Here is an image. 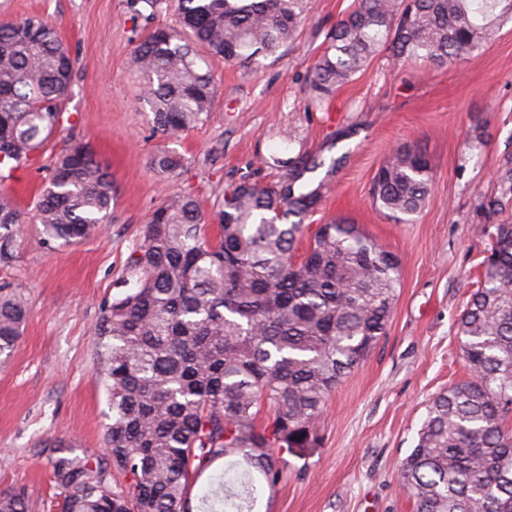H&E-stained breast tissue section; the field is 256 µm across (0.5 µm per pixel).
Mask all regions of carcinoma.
Returning a JSON list of instances; mask_svg holds the SVG:
<instances>
[{"label":"carcinoma","instance_id":"carcinoma-1","mask_svg":"<svg viewBox=\"0 0 512 512\" xmlns=\"http://www.w3.org/2000/svg\"><path fill=\"white\" fill-rule=\"evenodd\" d=\"M174 2L175 24L153 28L134 54L153 131L169 140L209 118L218 95L212 60L276 54L295 39L312 4ZM505 19L512 0H354L310 70L308 106L320 107L380 54L397 64L461 59ZM72 73L67 48L43 18L0 23V181L28 165L55 132ZM341 161L308 152L260 159L224 188L216 241L191 195L153 210L94 332L97 377L112 410V481L77 458L60 459L64 512H192L191 480L223 457L244 466L243 478L223 487L224 512H253L264 490L281 482L287 456L319 445L327 399L384 334L400 285L395 256L344 219L319 225L295 259L326 177ZM151 167L173 174L183 158L161 152ZM264 167L285 173L263 183ZM321 169L325 177L310 178ZM431 172L424 152L402 146L378 169L373 201L411 217L425 205ZM115 201L108 166L73 143L48 166L36 203L44 245L93 237ZM24 224L18 204L1 192L0 264L13 260ZM486 233L484 279L458 323L471 377L429 402L400 464L416 512H512V433L503 425L512 409V224ZM26 316L23 294L0 286V356H10ZM33 508L21 492L0 495V512Z\"/></svg>","mask_w":512,"mask_h":512}]
</instances>
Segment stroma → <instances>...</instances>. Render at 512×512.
<instances>
[{
	"instance_id": "1",
	"label": "stroma",
	"mask_w": 512,
	"mask_h": 512,
	"mask_svg": "<svg viewBox=\"0 0 512 512\" xmlns=\"http://www.w3.org/2000/svg\"><path fill=\"white\" fill-rule=\"evenodd\" d=\"M352 0H313L309 19L280 56L250 64L213 60L219 93L208 121L172 141L152 130L138 103L133 51L171 10L138 14L129 0H0V22L38 15L74 59L63 119L22 178L0 182L26 217L15 259L0 284L27 299L24 332L0 364V494L24 491L35 512H61L66 489L57 458H83L111 473L108 396L95 377V326L142 243L154 208L175 194L196 198L216 237L225 185L259 169L260 157L301 151L342 163L309 220L349 218L399 261L400 288L387 332L337 386L320 420L318 447L289 457L282 482L257 512H415L398 468L416 442L429 401L466 380L458 319L481 280L485 228L512 222L502 176L512 167V21L483 50L451 64L391 67L372 60L319 109H307L306 78L329 27ZM88 144L117 187L112 219L96 237L55 250L42 243L35 203L46 168L72 143ZM432 165L430 194L411 221L372 200L373 178L403 144ZM185 157L175 174L154 171V155ZM213 462L189 487L194 512H222L212 494L238 477Z\"/></svg>"
}]
</instances>
